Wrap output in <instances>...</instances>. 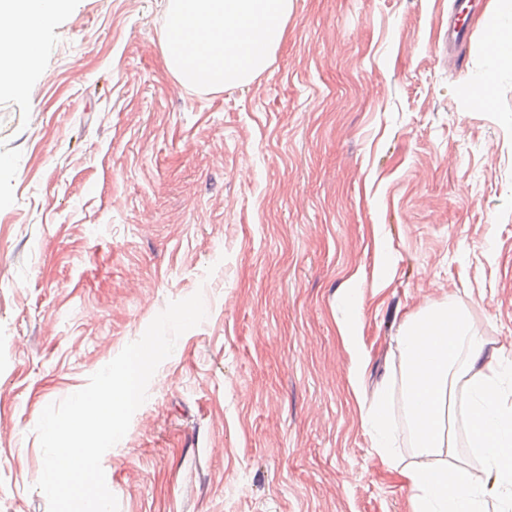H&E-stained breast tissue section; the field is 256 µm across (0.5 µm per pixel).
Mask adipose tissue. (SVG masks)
Instances as JSON below:
<instances>
[{
    "label": "adipose tissue",
    "instance_id": "adipose-tissue-1",
    "mask_svg": "<svg viewBox=\"0 0 512 512\" xmlns=\"http://www.w3.org/2000/svg\"><path fill=\"white\" fill-rule=\"evenodd\" d=\"M68 0H0V91L23 90ZM293 0H166L160 36L165 67L184 88L219 92L250 84L271 64L286 34ZM489 63L473 100L488 105L499 64L512 63V31L487 29ZM404 372L403 409L417 460L402 476L412 512H512V360L487 366L484 343L468 311L424 310L398 339ZM465 393L468 445L482 474L449 464L457 391Z\"/></svg>",
    "mask_w": 512,
    "mask_h": 512
}]
</instances>
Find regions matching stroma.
<instances>
[{
    "mask_svg": "<svg viewBox=\"0 0 512 512\" xmlns=\"http://www.w3.org/2000/svg\"><path fill=\"white\" fill-rule=\"evenodd\" d=\"M451 5L294 0L268 69L215 93L167 73L161 0H69L0 94V512H48L44 407L198 291L102 458L119 512H411L404 323L450 303L512 357V70L474 106L496 4L460 64ZM382 392L396 466L363 421Z\"/></svg>",
    "mask_w": 512,
    "mask_h": 512,
    "instance_id": "35a3bbf8",
    "label": "stroma"
}]
</instances>
